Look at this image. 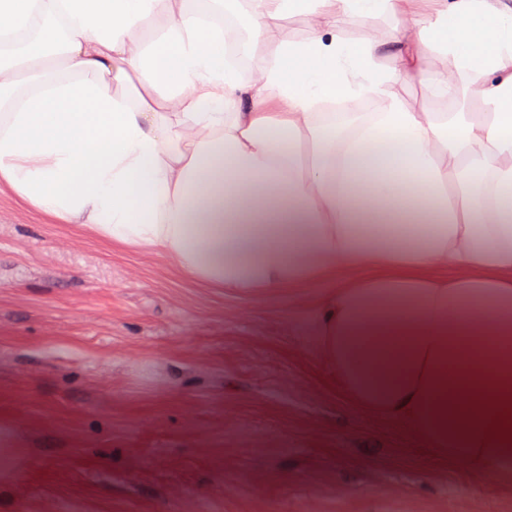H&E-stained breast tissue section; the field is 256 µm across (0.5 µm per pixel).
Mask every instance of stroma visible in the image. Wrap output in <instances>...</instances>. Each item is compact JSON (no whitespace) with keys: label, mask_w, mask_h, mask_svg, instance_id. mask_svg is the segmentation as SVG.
Instances as JSON below:
<instances>
[{"label":"stroma","mask_w":512,"mask_h":512,"mask_svg":"<svg viewBox=\"0 0 512 512\" xmlns=\"http://www.w3.org/2000/svg\"><path fill=\"white\" fill-rule=\"evenodd\" d=\"M453 85L394 91L477 111ZM324 293L213 288L0 191V512H512L349 397L304 330Z\"/></svg>","instance_id":"stroma-1"}]
</instances>
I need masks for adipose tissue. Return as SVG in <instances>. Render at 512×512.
Returning a JSON list of instances; mask_svg holds the SVG:
<instances>
[{"label":"adipose tissue","mask_w":512,"mask_h":512,"mask_svg":"<svg viewBox=\"0 0 512 512\" xmlns=\"http://www.w3.org/2000/svg\"><path fill=\"white\" fill-rule=\"evenodd\" d=\"M249 2L259 36L312 17L255 81L186 0H0V185L217 288L326 286L307 327L347 394L512 477V0H419L414 36L360 44L339 15L403 0ZM437 45L478 111L395 94L447 95ZM355 98L378 111L317 109ZM424 69L445 73L448 69L454 72L452 84L455 93L448 100L433 98L421 83L420 75H413L396 84L394 92L413 110L419 112H475L478 106L471 90L456 74L451 58L441 51H429L424 62Z\"/></svg>","instance_id":"ef3b65f1"}]
</instances>
